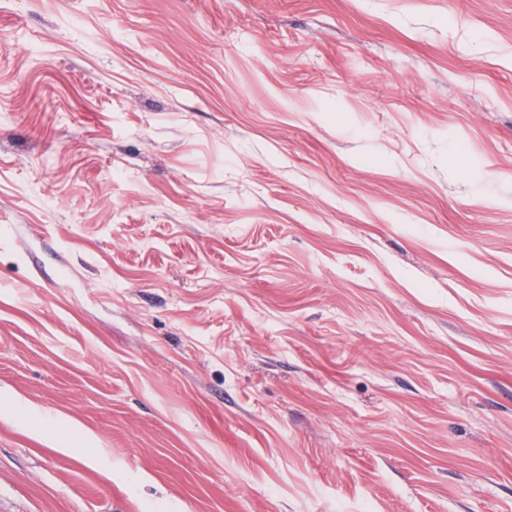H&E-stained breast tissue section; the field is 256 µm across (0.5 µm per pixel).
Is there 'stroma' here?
<instances>
[{
    "mask_svg": "<svg viewBox=\"0 0 512 512\" xmlns=\"http://www.w3.org/2000/svg\"><path fill=\"white\" fill-rule=\"evenodd\" d=\"M0 512H512V0H0Z\"/></svg>",
    "mask_w": 512,
    "mask_h": 512,
    "instance_id": "1",
    "label": "stroma"
}]
</instances>
